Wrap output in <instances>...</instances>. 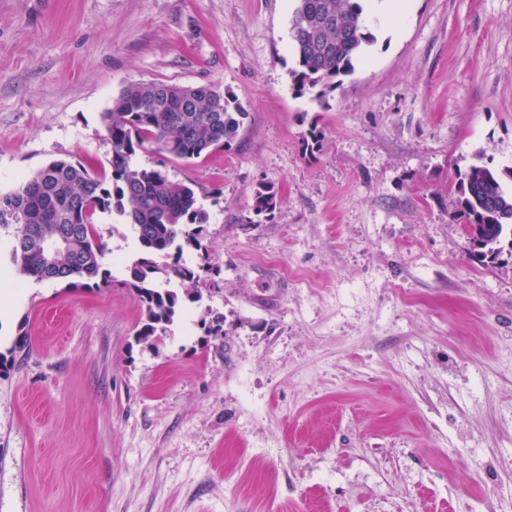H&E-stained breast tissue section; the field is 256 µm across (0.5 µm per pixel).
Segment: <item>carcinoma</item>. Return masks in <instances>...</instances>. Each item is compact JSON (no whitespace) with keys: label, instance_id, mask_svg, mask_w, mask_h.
I'll list each match as a JSON object with an SVG mask.
<instances>
[{"label":"carcinoma","instance_id":"cac0c4a2","mask_svg":"<svg viewBox=\"0 0 512 512\" xmlns=\"http://www.w3.org/2000/svg\"><path fill=\"white\" fill-rule=\"evenodd\" d=\"M291 70L294 91L309 94L326 108L336 78L364 58L374 36L365 25V0H296L292 16ZM246 113L236 98L214 85L132 83L102 113L111 144V172L79 162L53 160L17 189L0 193V229L13 230L10 260L20 274L38 281H65L73 288L99 287L111 273L103 267L105 245L97 237L98 214H116L133 226L138 256L127 266L145 318L137 342L153 344L167 334L180 313L202 299L194 285L202 268L182 262L184 253L202 249L210 215L189 182L174 180L164 163L142 166L137 151L150 147L166 158L190 161L215 148H229ZM512 168L499 172L482 153L456 174L457 206L472 256L484 265L512 257ZM274 186L253 192L252 212L260 224L277 208ZM66 239L67 246L46 266L41 242Z\"/></svg>","mask_w":512,"mask_h":512}]
</instances>
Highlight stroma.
Returning a JSON list of instances; mask_svg holds the SVG:
<instances>
[{"instance_id": "obj_1", "label": "stroma", "mask_w": 512, "mask_h": 512, "mask_svg": "<svg viewBox=\"0 0 512 512\" xmlns=\"http://www.w3.org/2000/svg\"><path fill=\"white\" fill-rule=\"evenodd\" d=\"M294 8L0 0L2 193L106 166L134 82L246 114L231 149L166 163L210 214L185 258L216 272L155 346L117 216L98 288L19 280L0 233V512H512V258L471 257L455 193L475 152L512 167V0H375L326 109L292 90ZM260 183L280 202L255 224Z\"/></svg>"}]
</instances>
